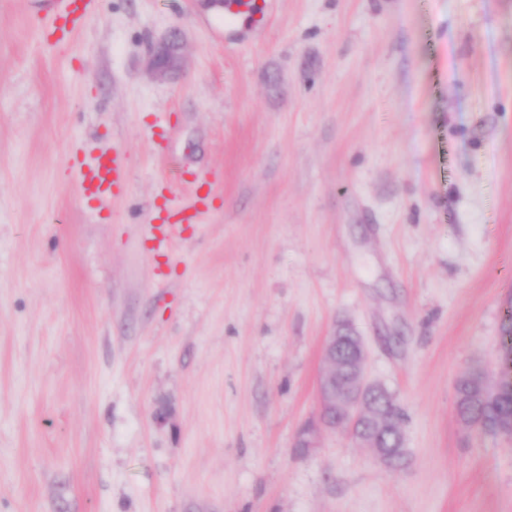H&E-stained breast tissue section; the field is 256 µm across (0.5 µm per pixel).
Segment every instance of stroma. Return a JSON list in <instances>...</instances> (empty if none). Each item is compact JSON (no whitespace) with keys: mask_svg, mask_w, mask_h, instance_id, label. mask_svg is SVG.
<instances>
[{"mask_svg":"<svg viewBox=\"0 0 512 512\" xmlns=\"http://www.w3.org/2000/svg\"><path fill=\"white\" fill-rule=\"evenodd\" d=\"M54 2L0 0V512H512L455 394L511 322L512 0H99L45 45ZM341 323L399 466L297 446ZM179 64V56L171 49L170 45L163 44L153 48L149 54V67L158 77L165 75L166 71ZM120 162L116 156L109 157L106 161L91 174L86 176V183L89 192H97L109 186L120 171Z\"/></svg>","mask_w":512,"mask_h":512,"instance_id":"stroma-1","label":"stroma"}]
</instances>
